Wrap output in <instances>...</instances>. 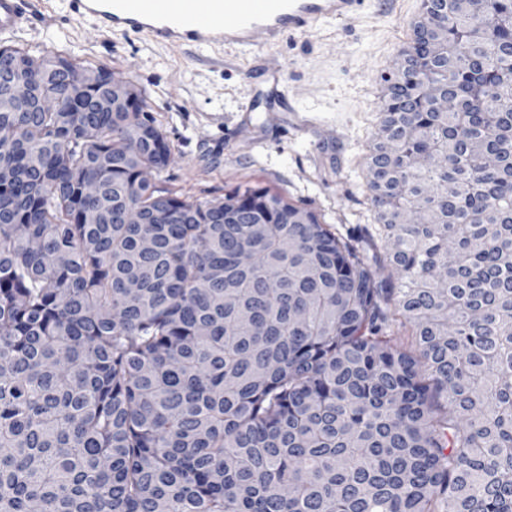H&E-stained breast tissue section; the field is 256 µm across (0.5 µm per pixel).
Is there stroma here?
<instances>
[{"label": "stroma", "mask_w": 512, "mask_h": 512, "mask_svg": "<svg viewBox=\"0 0 512 512\" xmlns=\"http://www.w3.org/2000/svg\"><path fill=\"white\" fill-rule=\"evenodd\" d=\"M30 5L27 25L0 42L103 65L141 89L172 151L154 181L191 200L246 182L283 192L324 223L366 227L367 253L380 277L391 275L363 168L379 135L382 78L408 43L421 0H368L355 19L248 53L124 37L70 16L68 0Z\"/></svg>", "instance_id": "stroma-1"}]
</instances>
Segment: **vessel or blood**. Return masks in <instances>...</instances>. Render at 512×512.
<instances>
[{
  "instance_id": "b4317fda",
  "label": "vessel or blood",
  "mask_w": 512,
  "mask_h": 512,
  "mask_svg": "<svg viewBox=\"0 0 512 512\" xmlns=\"http://www.w3.org/2000/svg\"><path fill=\"white\" fill-rule=\"evenodd\" d=\"M364 0H71L72 12L110 31L161 44L251 49L358 17ZM27 20L25 0H0V33Z\"/></svg>"
}]
</instances>
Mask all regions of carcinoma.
Listing matches in <instances>:
<instances>
[{
    "label": "carcinoma",
    "mask_w": 512,
    "mask_h": 512,
    "mask_svg": "<svg viewBox=\"0 0 512 512\" xmlns=\"http://www.w3.org/2000/svg\"><path fill=\"white\" fill-rule=\"evenodd\" d=\"M408 49L365 166L395 282L268 187L142 179L171 156L142 92L0 86V512H512V0H423ZM0 57L42 97L122 79ZM25 68L23 64L6 65L0 59V82L8 87L9 92L20 104L28 103L32 97V79L22 73ZM97 83V75L93 73H78L67 78L55 98H39L36 110L56 111L61 109V99L74 98L87 90L89 85Z\"/></svg>",
    "instance_id": "obj_1"
}]
</instances>
